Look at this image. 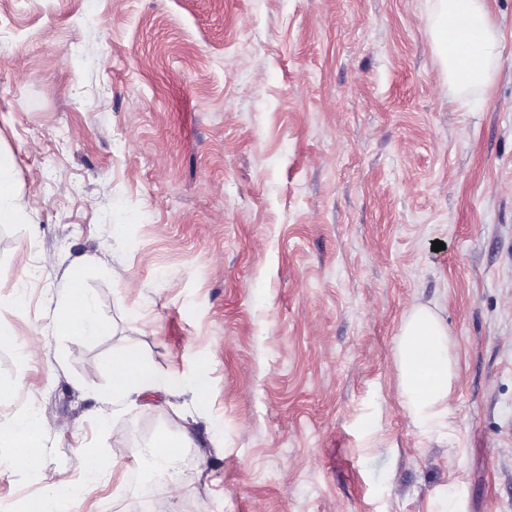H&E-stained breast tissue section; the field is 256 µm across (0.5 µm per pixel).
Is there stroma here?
<instances>
[{
    "instance_id": "1",
    "label": "stroma",
    "mask_w": 512,
    "mask_h": 512,
    "mask_svg": "<svg viewBox=\"0 0 512 512\" xmlns=\"http://www.w3.org/2000/svg\"><path fill=\"white\" fill-rule=\"evenodd\" d=\"M431 5L0 0V430L42 418L57 473L0 472V512H130L133 449L186 427L174 512H512V0L469 89ZM75 266L110 333L60 327ZM418 304L465 380L429 431L393 357ZM130 346L209 395L113 404ZM11 158L0 153V220L19 219L17 206L14 202V185L11 177Z\"/></svg>"
}]
</instances>
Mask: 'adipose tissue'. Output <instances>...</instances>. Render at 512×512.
<instances>
[{"mask_svg": "<svg viewBox=\"0 0 512 512\" xmlns=\"http://www.w3.org/2000/svg\"><path fill=\"white\" fill-rule=\"evenodd\" d=\"M434 46L449 81L460 86H486L494 76L499 55L500 32L493 21L489 0H434ZM82 271L68 274L70 288L67 307L61 314L70 329L85 336H98L108 330L80 286ZM403 406L416 427L425 429L438 422L448 409L452 393L464 379L457 370L448 338V328L435 310L413 307L404 317L395 352ZM209 389L205 375L185 382L157 373L145 366L134 349H126L112 359V398L134 401L156 390L168 395L191 393L203 400ZM141 464L142 482L149 485L156 512H169L179 498V449L136 450ZM163 474L153 483L154 474Z\"/></svg>", "mask_w": 512, "mask_h": 512, "instance_id": "obj_1", "label": "adipose tissue"}]
</instances>
